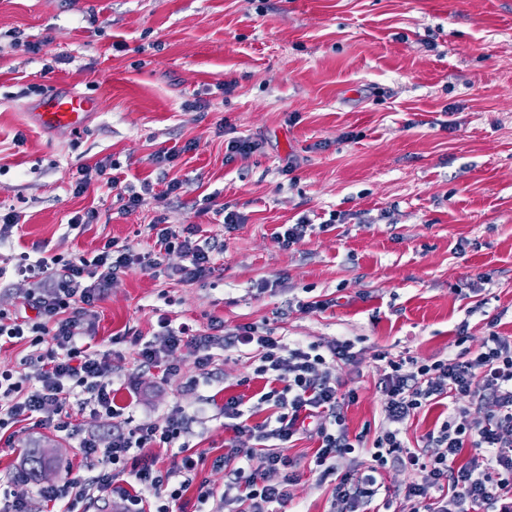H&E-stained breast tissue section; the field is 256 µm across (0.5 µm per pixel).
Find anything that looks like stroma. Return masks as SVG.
Returning a JSON list of instances; mask_svg holds the SVG:
<instances>
[{
    "mask_svg": "<svg viewBox=\"0 0 512 512\" xmlns=\"http://www.w3.org/2000/svg\"><path fill=\"white\" fill-rule=\"evenodd\" d=\"M55 91L102 108L79 132L41 128L31 114ZM234 138L259 147L227 157ZM171 149L175 160L154 164ZM104 158L125 184L152 182L139 208L124 212L97 184L72 194L78 168ZM173 179L188 193L161 198ZM11 209L21 228L0 249V313H20L29 288L19 252L68 259L113 241L145 253L160 216L215 241L205 282L172 277L173 253L120 275L94 309L91 342L120 367L116 403L137 389L133 425L191 419L179 444L155 448L159 467L183 445L198 479L223 485L224 400L256 402L264 385L244 348L209 378L189 356L174 377L141 368L162 317L199 330L216 317L228 333L251 326L305 345L351 340L359 363L336 369L357 393L345 425L372 443L377 354L434 361L492 331L512 336V0H0V210ZM226 209L245 223L226 228ZM88 210L93 224L68 227ZM303 218L314 231L281 248L277 228ZM314 300L329 306L302 310ZM36 439L55 453L42 475L21 476ZM318 446L312 430L289 443L296 479L276 512H334L333 482L308 469ZM101 464L49 427L0 432V490L31 512H50L38 487Z\"/></svg>",
    "mask_w": 512,
    "mask_h": 512,
    "instance_id": "obj_1",
    "label": "stroma"
}]
</instances>
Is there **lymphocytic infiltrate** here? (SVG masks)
<instances>
[{"instance_id":"obj_1","label":"lymphocytic infiltrate","mask_w":512,"mask_h":512,"mask_svg":"<svg viewBox=\"0 0 512 512\" xmlns=\"http://www.w3.org/2000/svg\"><path fill=\"white\" fill-rule=\"evenodd\" d=\"M152 229L154 246L143 254L110 241L92 256L78 255L64 262L34 259L26 252L14 257L15 273L31 283L23 306L35 315L0 313V338L28 341L27 360L38 367L39 376L37 387L28 388L13 371H0V430L33 420L78 438L85 456L105 461L91 476L39 488L44 502L63 500L68 506H81L83 512L109 501L118 503L121 512H173V503L193 488L200 503H215L218 512H270L271 504L287 502L288 486L294 480V462L285 445L312 423L320 439L314 466L336 481V512H368L381 497L383 473L391 467L419 474L418 482L404 491L401 512H512V339L495 332L484 337L472 354L430 363L411 357L386 359L378 387L388 425L374 438L369 460L341 472L337 458L361 448L360 442L350 439L344 416L356 394L342 391L335 375L337 365L357 364L353 342L292 346L277 337L256 335L250 326L225 332L218 319L211 320L205 331L185 323L175 328L161 319V334L145 342L139 352L141 367L176 374L179 366L173 356L184 350L206 375L219 352L254 347L258 360L254 373L267 387L260 400L272 405L275 413L273 419L254 424L241 397L225 399L224 416L231 422L234 443L213 462L224 472L223 487L198 480L197 462L190 455L174 459L167 469H157L151 447L179 439L187 417L127 428L124 409L112 398V360L87 341L93 308L113 281L133 266L156 268L176 251L184 259L175 269L180 282L194 284L215 272L216 247L197 238L195 230L173 229L161 217ZM448 398L457 407L438 430L427 434L424 447L405 446L401 424ZM73 399L111 422L107 446H100L95 436L80 435L67 410ZM244 439L250 440V447H241ZM466 447L472 456L466 464H458ZM278 471L283 474L281 482H269V474Z\"/></svg>"}]
</instances>
